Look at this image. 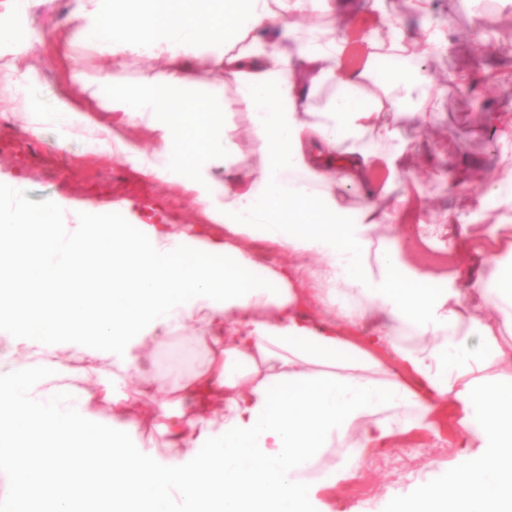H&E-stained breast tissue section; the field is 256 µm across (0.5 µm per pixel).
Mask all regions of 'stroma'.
I'll use <instances>...</instances> for the list:
<instances>
[{
  "instance_id": "1",
  "label": "stroma",
  "mask_w": 512,
  "mask_h": 512,
  "mask_svg": "<svg viewBox=\"0 0 512 512\" xmlns=\"http://www.w3.org/2000/svg\"><path fill=\"white\" fill-rule=\"evenodd\" d=\"M74 6L75 0H0V13L9 12L17 27L27 33L24 53L15 52L10 45L0 46V64L8 68L7 77H0V184L23 183L25 206L33 213L53 200H65L68 207L62 221L66 224L74 223L79 212L88 224L110 222L127 206L145 199L164 214L171 233L203 230L213 239L223 240V226L209 221L182 183L144 176L124 159L100 149L88 152L91 138L83 127H60L48 121L40 137L26 134L35 107L62 100L90 113L124 138L149 148L156 145L146 124L126 123L121 113L113 111L104 83L112 75L136 82L159 70L161 60L129 55L122 69H114L111 54L70 38L67 18ZM386 9L383 16L357 13L339 29V37L349 46L342 66L349 70L366 64L371 31L389 18L407 31L411 51L439 87L438 110L431 121L424 123L418 115L401 114L396 119L399 138L378 147L383 155L401 151L415 156L426 147L435 163L393 180L386 172H378L380 202L399 206L401 219L394 226H380L376 235L398 238L405 262L431 273L436 287L441 288L456 275L462 261L449 244L443 219L447 209L470 217V250L492 247L494 237L512 235V222H506L504 213L485 198L512 159V142L497 143L485 154H457V137L477 142L487 140L489 134L471 123L458 84L450 79L451 74L470 72L482 63L512 72V0H438L425 13L413 8L410 0H386ZM428 22L442 26L450 42L448 54L430 53L420 40L419 33ZM477 40L488 47L486 61H479L471 52ZM212 86L224 89V122L235 144L234 168L259 170L266 155L252 129L250 111L236 85L225 82L222 67L213 57L200 64L188 92L196 95ZM91 197L97 209L84 212L83 205ZM195 334L194 325L186 324L174 332L169 344L144 350L137 370L123 374L106 365L89 382L103 390L118 376L127 383L161 369L180 376L202 360L201 354L192 350ZM475 454V449L461 443L459 414L450 403L432 427L400 431L386 444L366 448L362 470L324 492L323 500L329 512H388L395 497L410 493L423 482L445 483Z\"/></svg>"
}]
</instances>
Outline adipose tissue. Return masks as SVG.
Segmentation results:
<instances>
[{
    "instance_id": "1",
    "label": "adipose tissue",
    "mask_w": 512,
    "mask_h": 512,
    "mask_svg": "<svg viewBox=\"0 0 512 512\" xmlns=\"http://www.w3.org/2000/svg\"><path fill=\"white\" fill-rule=\"evenodd\" d=\"M92 2L68 19L81 40L112 52L117 68L127 55L163 61L136 84L108 83L113 111L146 123L159 146L146 151L67 102L48 119L84 125L143 174L181 181L229 234L318 260L316 298L330 318L304 314L298 266L258 276L233 243L201 235L187 249L162 224H65L61 203L28 213L12 185L0 212V335L24 359L0 374V471L17 475L0 512L16 502L83 512L70 493L78 483L100 512H326L321 492L361 469L364 447L431 427L449 400L474 459L446 484L396 497L389 512H512V385L496 374L512 369V347L488 317L512 324V241L492 248L487 273L466 293L434 287L404 263L399 242L373 235L400 215L378 203V152L365 136L396 139L384 114L434 100L419 66L381 77L342 71L334 28L297 52L282 49L278 38L309 0ZM217 46L264 144L260 170L230 166L234 145L216 96L175 94L194 83L192 60ZM330 83L335 95L311 119V99ZM207 163L223 167V181ZM335 187L359 195L358 219ZM189 321L205 360L176 381L160 373L105 394L57 382L72 356L89 376L107 358L132 370L148 344ZM471 336L477 349L465 346ZM34 357L44 379L30 373ZM189 396L197 407L187 412ZM148 429L166 447L193 449L191 461L157 463L138 443ZM101 442L106 453L89 456ZM338 444L342 462L319 468Z\"/></svg>"
}]
</instances>
